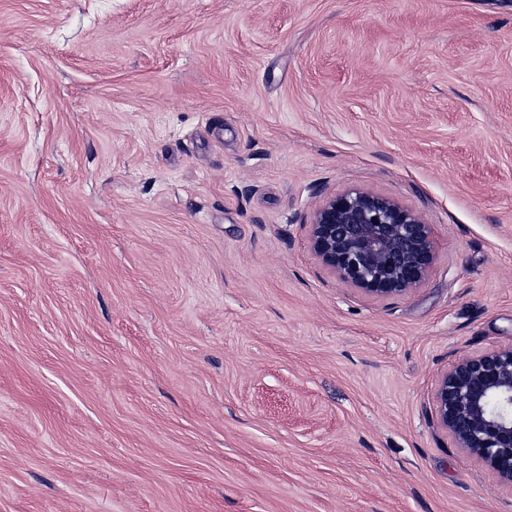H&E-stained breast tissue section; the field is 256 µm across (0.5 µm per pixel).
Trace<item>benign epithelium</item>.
Wrapping results in <instances>:
<instances>
[{
	"mask_svg": "<svg viewBox=\"0 0 512 512\" xmlns=\"http://www.w3.org/2000/svg\"><path fill=\"white\" fill-rule=\"evenodd\" d=\"M310 244L343 284L379 298L419 288L436 260L432 225L369 191L320 201ZM433 402L437 423L457 447L512 485V345L458 356L439 377Z\"/></svg>",
	"mask_w": 512,
	"mask_h": 512,
	"instance_id": "benign-epithelium-1",
	"label": "benign epithelium"
}]
</instances>
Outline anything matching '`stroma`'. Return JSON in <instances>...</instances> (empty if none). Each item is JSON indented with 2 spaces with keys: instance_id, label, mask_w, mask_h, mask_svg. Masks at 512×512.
I'll return each instance as SVG.
<instances>
[{
  "instance_id": "stroma-1",
  "label": "stroma",
  "mask_w": 512,
  "mask_h": 512,
  "mask_svg": "<svg viewBox=\"0 0 512 512\" xmlns=\"http://www.w3.org/2000/svg\"><path fill=\"white\" fill-rule=\"evenodd\" d=\"M417 211L377 298L319 200ZM512 344V0H0V512H512L435 418ZM309 226L311 248L323 266L375 297L414 291L435 264L432 225L383 195L352 190L326 197Z\"/></svg>"
}]
</instances>
